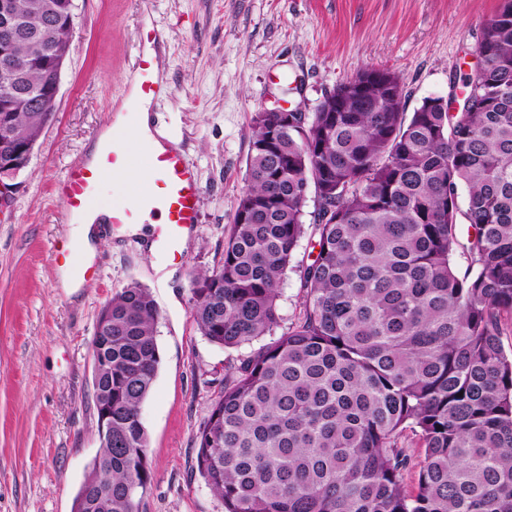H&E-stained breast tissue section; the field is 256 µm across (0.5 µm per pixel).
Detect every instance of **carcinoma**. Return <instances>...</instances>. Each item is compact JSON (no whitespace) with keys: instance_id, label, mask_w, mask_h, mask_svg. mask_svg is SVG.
<instances>
[{"instance_id":"1","label":"carcinoma","mask_w":512,"mask_h":512,"mask_svg":"<svg viewBox=\"0 0 512 512\" xmlns=\"http://www.w3.org/2000/svg\"><path fill=\"white\" fill-rule=\"evenodd\" d=\"M59 0H15L20 56L0 58L40 96L50 60L70 49L52 21ZM484 72L462 100L427 97L405 112L399 76L367 68L313 112H258L245 187L221 263L191 279V315L209 342H268L224 377L198 442V470L224 512H512V0L484 27ZM358 81V92L344 91ZM459 102L463 111H454ZM53 111L0 112L25 145ZM467 190L460 208L458 190ZM317 255L299 269L301 310L281 328V281L305 233ZM472 229L459 239L457 226ZM473 275L454 270L457 252ZM100 353L112 376V445H101L73 512H138L150 473L140 409L157 376L158 308L133 282L107 302ZM419 436L417 492L404 491Z\"/></svg>"}]
</instances>
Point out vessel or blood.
I'll use <instances>...</instances> for the list:
<instances>
[{
  "instance_id": "vessel-or-blood-1",
  "label": "vessel or blood",
  "mask_w": 512,
  "mask_h": 512,
  "mask_svg": "<svg viewBox=\"0 0 512 512\" xmlns=\"http://www.w3.org/2000/svg\"><path fill=\"white\" fill-rule=\"evenodd\" d=\"M153 42V31H140L134 63L137 79L121 107L123 116H133L141 102L158 99L165 89L159 61L149 52ZM142 165L152 177L146 189L134 177ZM108 174L122 182L129 203L112 207L107 223L116 228L147 225L152 241L168 261L182 257L183 242L195 232L200 219L201 199L196 170L184 151L169 143L160 149L146 147L140 132L129 124L114 131L111 141L103 142L96 161L70 169L60 185L58 196L68 221L92 215L98 205V187Z\"/></svg>"
}]
</instances>
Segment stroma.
<instances>
[{"label":"stroma","mask_w":512,"mask_h":512,"mask_svg":"<svg viewBox=\"0 0 512 512\" xmlns=\"http://www.w3.org/2000/svg\"><path fill=\"white\" fill-rule=\"evenodd\" d=\"M503 0H75L53 120L0 208V512H72L99 446L91 339L101 308L131 282L159 310L161 353L141 407L152 479L139 512H224L197 466V435L241 352L210 343L192 316L191 274L216 267L245 185L252 118L276 101L314 111L364 69L397 73L406 111L448 98L479 65L485 24ZM162 36L170 85L151 117L182 143L203 192L180 266L141 236L97 230L96 276L63 285L54 245L72 239L56 194L112 121L137 54V28ZM303 236L280 285L284 323L300 311Z\"/></svg>","instance_id":"35a3bbf8"}]
</instances>
